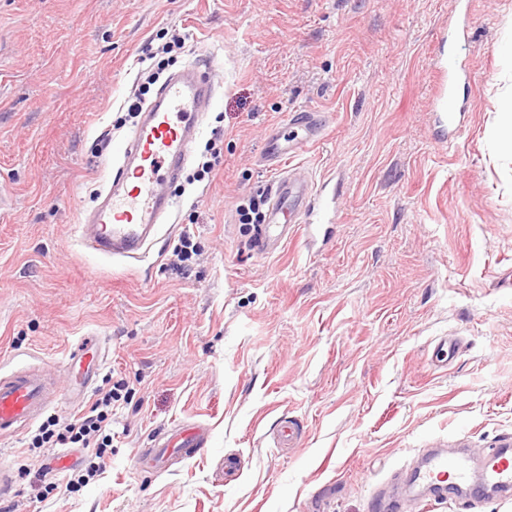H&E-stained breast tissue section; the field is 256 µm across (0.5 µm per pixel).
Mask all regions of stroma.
<instances>
[{
    "mask_svg": "<svg viewBox=\"0 0 512 512\" xmlns=\"http://www.w3.org/2000/svg\"><path fill=\"white\" fill-rule=\"evenodd\" d=\"M456 0H0V372L31 365L67 387L81 336L105 365L78 409L124 382L112 453L87 485L41 495L56 448L37 426L0 444L13 512H370L378 485L424 448L512 441V0H470L463 130L440 144L437 39ZM178 70L214 61L224 90L171 192L148 256L109 260L74 230L111 177L126 101L161 35ZM329 114L289 167L337 182L339 220L265 255L240 221L269 193L260 160L285 115ZM216 176L198 179L205 147ZM196 252L181 261L182 236ZM458 343L441 351L443 339ZM294 423V447L279 434ZM205 453L148 469L179 425Z\"/></svg>",
    "mask_w": 512,
    "mask_h": 512,
    "instance_id": "1",
    "label": "stroma"
}]
</instances>
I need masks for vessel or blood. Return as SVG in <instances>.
Instances as JSON below:
<instances>
[{
	"instance_id": "1",
	"label": "vessel or blood",
	"mask_w": 512,
	"mask_h": 512,
	"mask_svg": "<svg viewBox=\"0 0 512 512\" xmlns=\"http://www.w3.org/2000/svg\"><path fill=\"white\" fill-rule=\"evenodd\" d=\"M210 64L197 61L167 76L154 96L143 104L140 118L119 144L121 163L101 194L97 207L78 224L81 244L105 258L142 260L171 216L174 203L167 188L178 180L189 162L201 133V117L216 100ZM464 72L455 54L441 59L434 97L441 111L459 110L457 89ZM297 133L288 137L279 127L268 130L262 159L279 166L321 141L327 127L324 113L304 110L288 119ZM323 188L288 169H283L270 194L263 224L258 225L256 247L267 254L280 250L288 234L300 228L304 216L325 204ZM69 360L78 372L67 390L49 387L41 374L19 370L0 377V438L9 437L31 425L59 401L81 400L102 362V347L95 336H86L71 349ZM208 437L199 427L172 431L153 449L155 462L166 455L194 456L207 446ZM414 483L425 488L453 486L477 500L482 486L512 490V449L493 448L481 463H474L462 450L435 451L412 472Z\"/></svg>"
}]
</instances>
